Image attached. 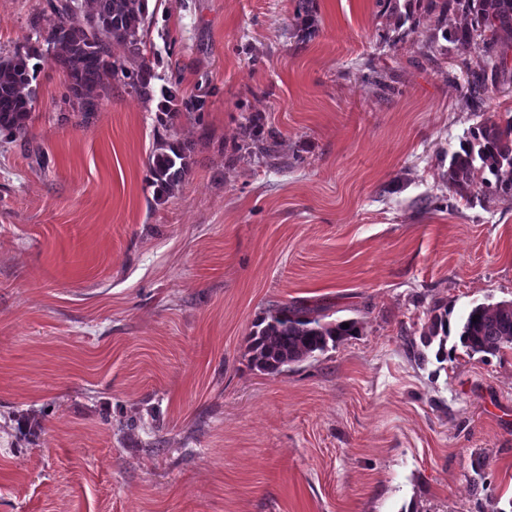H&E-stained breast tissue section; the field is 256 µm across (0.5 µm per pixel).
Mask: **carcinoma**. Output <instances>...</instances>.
I'll use <instances>...</instances> for the list:
<instances>
[{
  "instance_id": "obj_1",
  "label": "carcinoma",
  "mask_w": 512,
  "mask_h": 512,
  "mask_svg": "<svg viewBox=\"0 0 512 512\" xmlns=\"http://www.w3.org/2000/svg\"><path fill=\"white\" fill-rule=\"evenodd\" d=\"M148 2L90 0L85 25L75 27L70 17L81 8L79 0H47L46 7L34 19L35 32L47 44V50L53 52L52 58L62 65L68 89L84 116L98 111L100 100L112 91V78L118 75L135 94L152 96L150 85L156 74L142 49L143 32L150 23ZM418 5L427 16L441 18L459 13L466 18L465 25L442 32L445 40L461 45L482 43L483 64L472 72L469 95L472 107H482L487 85L508 73L505 55L512 46L502 41L500 34L512 35V0H418ZM114 43L124 46L125 59L113 55ZM37 56L36 51L0 56V131L14 138H23L27 133L34 97V74L29 60ZM128 61L136 65L130 68L126 66ZM162 95L165 105L158 122L169 132L179 112L169 106L175 101L172 91L164 88ZM242 137L246 146L269 157L274 155L275 143L263 125L255 121L244 125ZM189 163L187 147L161 142L148 158L152 184L163 191L175 187L186 175ZM486 172L495 180L484 177ZM447 176L453 187L479 179L483 185L495 187V192L512 197V117H506L502 123L487 122L472 131L452 155ZM457 331L458 341L467 353L499 354L505 346H512V302L471 307L459 320ZM356 332L354 321L345 329L343 322H324L303 305L276 304L254 323L248 350L255 368L279 374L282 367L324 352ZM449 335L448 307L436 305L430 310L420 341L425 347L438 343L435 358L444 362L448 360Z\"/></svg>"
}]
</instances>
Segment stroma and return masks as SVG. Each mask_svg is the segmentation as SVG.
<instances>
[{"mask_svg":"<svg viewBox=\"0 0 512 512\" xmlns=\"http://www.w3.org/2000/svg\"><path fill=\"white\" fill-rule=\"evenodd\" d=\"M45 0H0V55ZM145 100L83 117L39 60L26 140L0 132V512H493L512 499V348L410 358L434 304L512 301V198L452 187V153L512 113L470 107L477 46L411 0H149ZM431 41L432 60L419 54ZM394 93L380 96L374 70ZM191 145L156 195L162 89ZM200 107H190V100ZM256 116L278 155L237 154ZM356 335L279 375L270 304ZM39 416L19 447L15 413ZM164 437L151 458L138 444ZM482 474L489 493H477Z\"/></svg>","mask_w":512,"mask_h":512,"instance_id":"35a3bbf8","label":"stroma"}]
</instances>
